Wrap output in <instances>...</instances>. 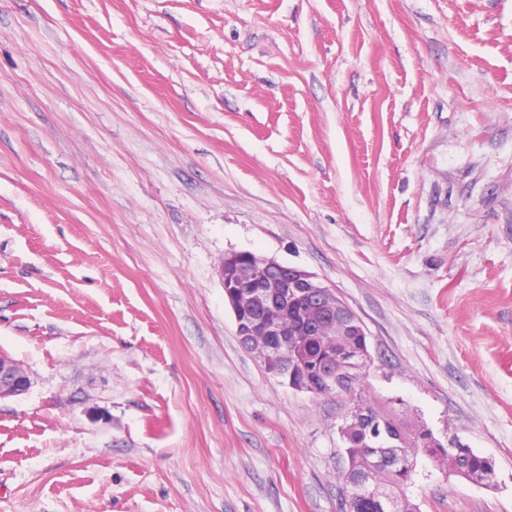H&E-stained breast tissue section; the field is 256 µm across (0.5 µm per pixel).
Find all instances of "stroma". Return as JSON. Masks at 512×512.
<instances>
[{
  "mask_svg": "<svg viewBox=\"0 0 512 512\" xmlns=\"http://www.w3.org/2000/svg\"><path fill=\"white\" fill-rule=\"evenodd\" d=\"M236 252L495 459L420 512H512V0H0V512H342L351 399L241 343ZM29 379L20 366L11 358L0 354V400L23 393Z\"/></svg>",
  "mask_w": 512,
  "mask_h": 512,
  "instance_id": "1",
  "label": "stroma"
}]
</instances>
